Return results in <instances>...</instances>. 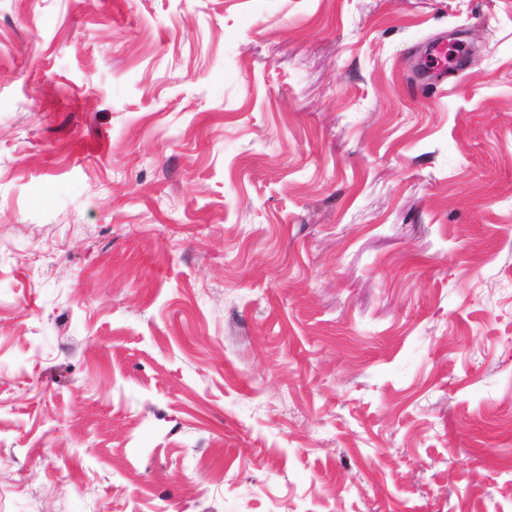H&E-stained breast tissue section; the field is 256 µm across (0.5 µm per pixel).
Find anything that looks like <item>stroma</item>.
Segmentation results:
<instances>
[{
    "label": "stroma",
    "instance_id": "1",
    "mask_svg": "<svg viewBox=\"0 0 512 512\" xmlns=\"http://www.w3.org/2000/svg\"><path fill=\"white\" fill-rule=\"evenodd\" d=\"M0 512H512V0H0Z\"/></svg>",
    "mask_w": 512,
    "mask_h": 512
}]
</instances>
